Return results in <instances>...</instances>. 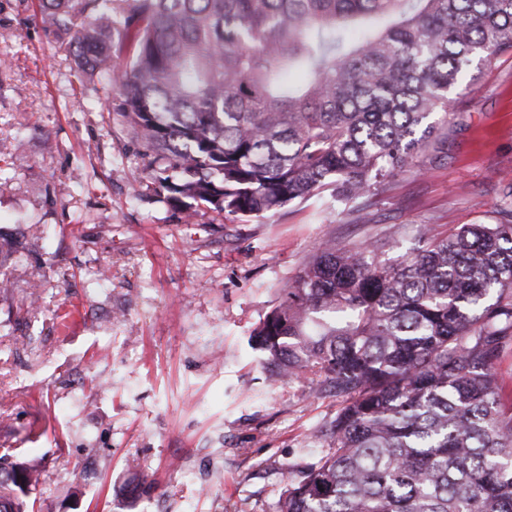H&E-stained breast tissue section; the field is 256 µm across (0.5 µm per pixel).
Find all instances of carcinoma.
I'll use <instances>...</instances> for the list:
<instances>
[{"label": "carcinoma", "instance_id": "obj_1", "mask_svg": "<svg viewBox=\"0 0 512 512\" xmlns=\"http://www.w3.org/2000/svg\"><path fill=\"white\" fill-rule=\"evenodd\" d=\"M39 22L98 99L120 88L135 196L186 224L313 198L366 220L441 150L460 79L512 54V0H40ZM399 235L324 240L250 332L270 379L337 405L273 512H512V209L384 259ZM42 476L3 449L0 512H28ZM500 408L512 415V355L506 352L498 364Z\"/></svg>", "mask_w": 512, "mask_h": 512}]
</instances>
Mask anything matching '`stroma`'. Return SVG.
<instances>
[{
  "label": "stroma",
  "instance_id": "obj_1",
  "mask_svg": "<svg viewBox=\"0 0 512 512\" xmlns=\"http://www.w3.org/2000/svg\"><path fill=\"white\" fill-rule=\"evenodd\" d=\"M0 0V448L41 458L34 512H270L281 472L311 461L336 411L304 383L270 384L248 346L278 290L327 236L355 244L392 224L444 236L494 224L512 195V55L451 93L447 141L423 174L390 184L369 223L320 200L247 222L179 221L137 199L143 148L79 83L35 17ZM46 278L27 321L26 289ZM69 314L58 333L54 314ZM150 496L127 508L124 488Z\"/></svg>",
  "mask_w": 512,
  "mask_h": 512
}]
</instances>
